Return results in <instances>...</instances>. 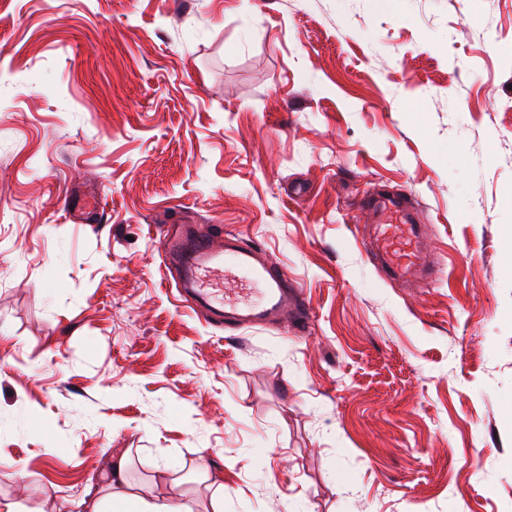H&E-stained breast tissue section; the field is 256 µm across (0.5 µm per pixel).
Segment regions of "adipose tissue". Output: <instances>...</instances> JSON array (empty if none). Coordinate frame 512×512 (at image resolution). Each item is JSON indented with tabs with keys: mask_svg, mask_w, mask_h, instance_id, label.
<instances>
[{
	"mask_svg": "<svg viewBox=\"0 0 512 512\" xmlns=\"http://www.w3.org/2000/svg\"><path fill=\"white\" fill-rule=\"evenodd\" d=\"M126 454L112 456L106 463L103 478L110 490L107 500H99L94 494L84 493L73 502L74 512H191L177 497L156 493L143 487L138 492L126 491Z\"/></svg>",
	"mask_w": 512,
	"mask_h": 512,
	"instance_id": "obj_1",
	"label": "adipose tissue"
}]
</instances>
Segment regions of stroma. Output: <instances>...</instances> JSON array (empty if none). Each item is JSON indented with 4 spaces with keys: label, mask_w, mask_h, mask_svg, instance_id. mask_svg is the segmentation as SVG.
<instances>
[{
    "label": "stroma",
    "mask_w": 512,
    "mask_h": 512,
    "mask_svg": "<svg viewBox=\"0 0 512 512\" xmlns=\"http://www.w3.org/2000/svg\"><path fill=\"white\" fill-rule=\"evenodd\" d=\"M413 195L437 281L358 210ZM264 248L310 322L178 298L158 229ZM512 0H0V497L115 452L208 512H512ZM366 206L373 210H387L397 213L401 217L399 224L406 229L408 238L413 244V250L405 259L396 258L390 251L386 242L388 228L394 224H376L375 246L380 257L381 264L387 276L392 280L408 281L412 279H428L437 275L425 262L421 248V230L418 225L412 223L410 204L405 198L391 199L379 198L370 200Z\"/></svg>",
    "instance_id": "1"
}]
</instances>
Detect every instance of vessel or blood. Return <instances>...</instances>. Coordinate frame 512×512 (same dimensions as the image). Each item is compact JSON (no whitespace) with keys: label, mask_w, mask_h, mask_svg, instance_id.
Here are the masks:
<instances>
[{"label":"vessel or blood","mask_w":512,"mask_h":512,"mask_svg":"<svg viewBox=\"0 0 512 512\" xmlns=\"http://www.w3.org/2000/svg\"><path fill=\"white\" fill-rule=\"evenodd\" d=\"M367 206L374 211L399 214L413 245L407 258H396L387 244V225H376L375 246L387 276L403 281L433 277L421 248V230L412 222L409 202L403 198H379L368 201ZM160 241L167 265L180 275L179 293L187 303L213 308L227 324L254 325L281 316L289 319L295 331H304L308 316L299 288L261 248L243 245L234 234L221 239L200 234L192 224L164 227ZM234 279L258 286L259 300L218 298L214 284Z\"/></svg>","instance_id":"1"}]
</instances>
